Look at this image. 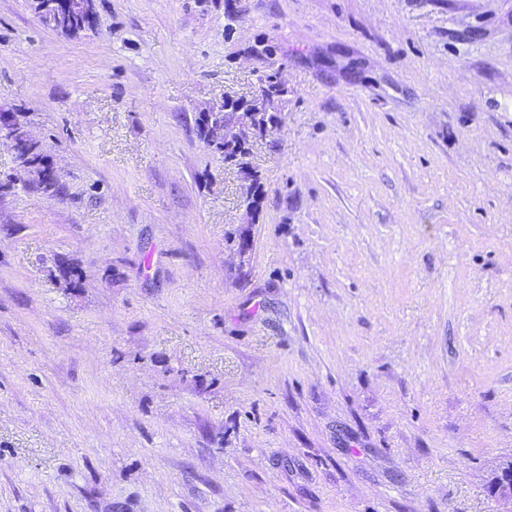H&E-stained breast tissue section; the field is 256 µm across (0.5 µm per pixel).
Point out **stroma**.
I'll return each instance as SVG.
<instances>
[{
	"label": "stroma",
	"instance_id": "35a3bbf8",
	"mask_svg": "<svg viewBox=\"0 0 512 512\" xmlns=\"http://www.w3.org/2000/svg\"><path fill=\"white\" fill-rule=\"evenodd\" d=\"M1 109L0 512H503L512 0H0ZM59 1V2H51ZM90 5L94 12L93 0H33L32 6L42 19L49 15H68L85 25L91 21ZM222 107H218L212 104L205 110V112H213L217 116L216 124L213 128V133L216 139H222L224 141H215L210 139L209 133L206 130L205 124L201 123L197 125V132L202 141L209 147L214 153L219 154L224 158L226 164L227 158H235V163L241 166H249V158L246 153L239 154L235 148L229 145H224L227 141H233L243 152H251L253 143L258 138H263L269 131V126H260L257 123L258 117V106L254 105L252 109L244 112H217ZM17 159L20 162V166L24 171L34 172L38 176V186L42 192L50 197L56 196L60 192V183L57 178L51 176L50 183L44 181V171L47 169L45 156L38 150V147L32 149L27 147L24 151L17 155ZM32 163L37 164L31 166Z\"/></svg>",
	"mask_w": 512,
	"mask_h": 512
}]
</instances>
